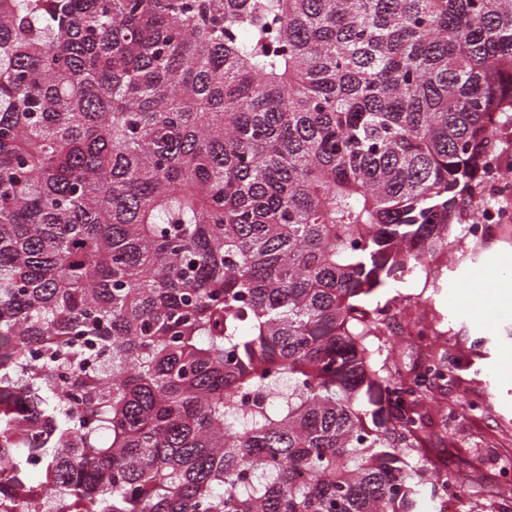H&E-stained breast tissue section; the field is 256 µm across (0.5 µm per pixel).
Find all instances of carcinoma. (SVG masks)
<instances>
[{"label": "carcinoma", "instance_id": "cac0c4a2", "mask_svg": "<svg viewBox=\"0 0 512 512\" xmlns=\"http://www.w3.org/2000/svg\"><path fill=\"white\" fill-rule=\"evenodd\" d=\"M512 0H0V512H416Z\"/></svg>", "mask_w": 512, "mask_h": 512}]
</instances>
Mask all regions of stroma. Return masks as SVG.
<instances>
[{"label": "stroma", "instance_id": "35a3bbf8", "mask_svg": "<svg viewBox=\"0 0 512 512\" xmlns=\"http://www.w3.org/2000/svg\"><path fill=\"white\" fill-rule=\"evenodd\" d=\"M433 265L439 270L434 282L406 274L370 297L373 305L395 297L402 307L390 332L376 342L374 358L392 355L404 367L429 356L455 361L453 380L432 391L435 408L420 435V464L452 466L461 485V512H497L512 506V482L497 479L503 466L512 467V378L500 375L512 366V316L503 315L512 291L488 299L489 310L481 314L474 310L478 291L470 281L478 267L489 274L512 269V228L477 251L471 241H461ZM477 396L486 405L473 413L466 403ZM477 471L482 480H471Z\"/></svg>", "mask_w": 512, "mask_h": 512}]
</instances>
